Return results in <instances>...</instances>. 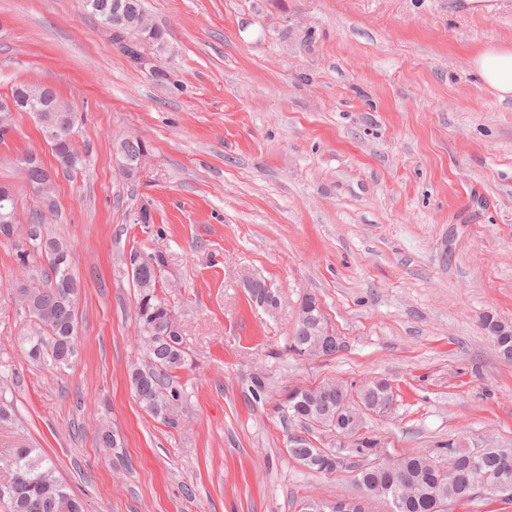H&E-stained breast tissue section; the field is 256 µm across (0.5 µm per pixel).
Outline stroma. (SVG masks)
I'll return each mask as SVG.
<instances>
[{"label": "stroma", "mask_w": 512, "mask_h": 512, "mask_svg": "<svg viewBox=\"0 0 512 512\" xmlns=\"http://www.w3.org/2000/svg\"><path fill=\"white\" fill-rule=\"evenodd\" d=\"M166 33L134 63L84 0H0V95L47 83L79 119L82 162L58 166L32 113L0 143V185L39 200L27 152L54 173L50 228L80 282L78 356L30 363L15 242L0 237V459L27 444L86 512H300L363 491L286 451L287 388L388 380L364 431L399 456L464 439L512 448V361L481 327L512 322V98L471 65L512 49V0H145ZM149 150L139 177L116 146ZM148 209L151 223L133 218ZM162 251L187 356L174 424L137 402L144 364L125 259ZM265 279L276 314L243 274ZM314 295L342 348L290 351ZM263 382L256 391L255 382ZM114 434L108 451L100 438Z\"/></svg>", "instance_id": "obj_1"}]
</instances>
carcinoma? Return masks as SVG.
Returning <instances> with one entry per match:
<instances>
[{"mask_svg":"<svg viewBox=\"0 0 512 512\" xmlns=\"http://www.w3.org/2000/svg\"><path fill=\"white\" fill-rule=\"evenodd\" d=\"M91 12L99 19L102 27L112 33L118 42L130 37L134 44L124 45L128 56L138 59L137 44L150 43L160 49L165 44L164 32L157 27L147 14L143 0H87ZM18 102L19 111L30 112L32 106L41 109L51 104L53 118L58 125L59 137L53 154L66 170L75 168L79 157L70 135L75 127L76 113L47 86L20 83L11 93ZM147 149L146 144L136 137H128L117 145L119 159L130 165L136 163ZM22 177L41 204L54 203V183L42 179L37 170L21 171ZM30 225L36 236L30 244L16 247V259L21 267L24 281L20 290L27 292L34 304L32 318L37 325L36 333L24 337L26 353L31 362L62 370L71 366L78 354L77 325L71 300L79 289V283L72 272V250L70 243L46 229L42 213L30 217ZM129 256L142 264L143 272L132 275L137 289L136 315L140 341L147 353V364L135 367L130 373V384L142 407L152 416L173 425L168 410L180 397V386L174 372L186 364V352L180 330L170 322L171 304L159 295L160 277L154 270H162L166 258L155 252L133 249ZM47 261L44 269L39 261ZM482 327L493 339L502 356L512 359V325L491 315L482 318ZM290 349L298 355L328 357L336 349H317L314 328L296 321ZM390 385L378 380L370 384V396L378 409L387 404ZM349 396L348 389L328 387L316 402L309 401L303 393L287 395L282 416L300 422L316 420L327 416L336 409V404ZM288 454L309 470L319 473H333L332 465L324 449L318 448L303 437L289 440ZM473 448L463 442H450L429 453L407 456L398 461L395 469H364L356 474V482L362 488L377 486L388 489L390 497L386 502L391 512H441L440 503L432 496L436 482V470L432 460L448 452L457 461V485L447 496L451 504L462 496L473 498V464L482 471L500 474L512 483V451L506 448L487 446L478 457H473ZM9 473L7 480L0 482V504L7 512H83L82 502L70 494L55 476V465L38 448L21 445L15 449L6 462ZM409 480L408 492L400 491L404 480Z\"/></svg>","mask_w":512,"mask_h":512,"instance_id":"carcinoma-1","label":"carcinoma"}]
</instances>
